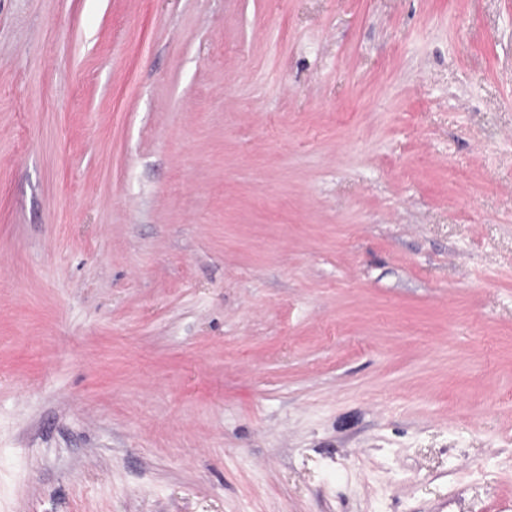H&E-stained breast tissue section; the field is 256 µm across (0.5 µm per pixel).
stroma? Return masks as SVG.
Listing matches in <instances>:
<instances>
[{"mask_svg":"<svg viewBox=\"0 0 512 512\" xmlns=\"http://www.w3.org/2000/svg\"><path fill=\"white\" fill-rule=\"evenodd\" d=\"M0 512H512V0H0Z\"/></svg>","mask_w":512,"mask_h":512,"instance_id":"1","label":"stroma"}]
</instances>
